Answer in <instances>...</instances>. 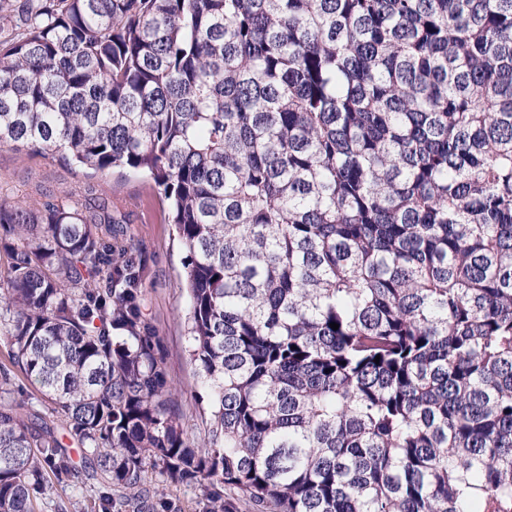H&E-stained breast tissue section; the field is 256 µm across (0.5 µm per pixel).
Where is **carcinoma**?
<instances>
[{"label": "carcinoma", "instance_id": "obj_1", "mask_svg": "<svg viewBox=\"0 0 512 512\" xmlns=\"http://www.w3.org/2000/svg\"><path fill=\"white\" fill-rule=\"evenodd\" d=\"M2 144L153 179L206 411L110 202L0 199V512H512V0H0ZM91 496H94V492L91 491L89 486L76 485L62 491L59 489L58 493L53 496V502L50 501L45 504L44 512H57L58 510L55 508L57 504H64L67 507V512H84L81 507L90 510L86 506L89 504Z\"/></svg>", "mask_w": 512, "mask_h": 512}]
</instances>
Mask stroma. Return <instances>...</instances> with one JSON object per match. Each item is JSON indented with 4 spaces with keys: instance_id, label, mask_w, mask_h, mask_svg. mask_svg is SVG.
I'll return each mask as SVG.
<instances>
[{
    "instance_id": "1",
    "label": "stroma",
    "mask_w": 512,
    "mask_h": 512,
    "mask_svg": "<svg viewBox=\"0 0 512 512\" xmlns=\"http://www.w3.org/2000/svg\"><path fill=\"white\" fill-rule=\"evenodd\" d=\"M82 174L59 167L51 158L0 146V197L26 198L31 184L44 187V201H54L59 187L82 181ZM94 184L120 219V239L139 245L147 255L145 312L157 325L167 352V372L187 414L200 409L194 367L184 336L188 296L183 286L186 250L168 213L159 205L147 177L114 169L97 175Z\"/></svg>"
}]
</instances>
